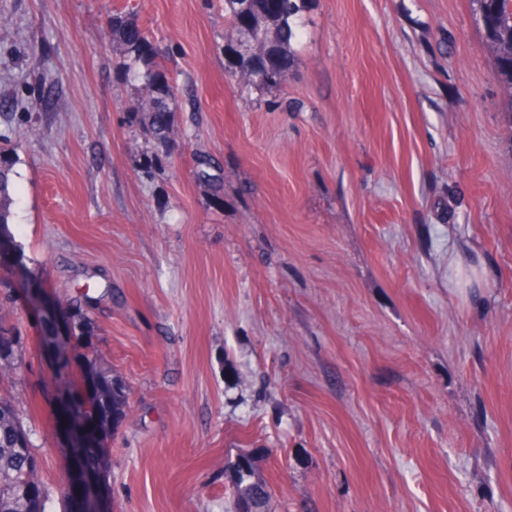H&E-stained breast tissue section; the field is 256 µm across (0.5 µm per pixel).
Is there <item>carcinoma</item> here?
I'll list each match as a JSON object with an SVG mask.
<instances>
[{
    "mask_svg": "<svg viewBox=\"0 0 512 512\" xmlns=\"http://www.w3.org/2000/svg\"><path fill=\"white\" fill-rule=\"evenodd\" d=\"M476 26L485 34L502 83L508 90L512 104V0H471ZM309 0H224V20L228 25L225 42L249 36L242 27L245 14L259 22L270 18L269 31L272 51L281 57L283 71H288L292 44L297 40L302 13ZM112 28L133 61L128 71L141 80L145 91L144 107L155 113L159 129L166 128V114L170 112V90L163 82V70L156 61V53L148 36L140 28L121 17L113 20ZM232 76L250 86H279L285 79L251 80L246 65L230 69ZM9 164L0 155V229L8 224L11 198L8 192ZM89 370L99 381L98 412L106 427L117 428L126 418L128 388L116 375L104 371L89 361ZM256 453H244L232 464L229 493L235 512H269L271 491L267 482L256 472ZM39 463L31 432L19 416L11 396L0 394V512H49L48 497L38 478Z\"/></svg>",
    "mask_w": 512,
    "mask_h": 512,
    "instance_id": "cac0c4a2",
    "label": "carcinoma"
}]
</instances>
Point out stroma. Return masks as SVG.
Masks as SVG:
<instances>
[{"label": "stroma", "mask_w": 512, "mask_h": 512, "mask_svg": "<svg viewBox=\"0 0 512 512\" xmlns=\"http://www.w3.org/2000/svg\"><path fill=\"white\" fill-rule=\"evenodd\" d=\"M226 31L224 0H0V321L51 512L88 357L129 389L89 512H233L252 448L270 512H512V114L470 0H310L273 88ZM112 28L117 38L124 45L127 54L134 62L144 66V70L138 71L137 67L129 66L128 71L141 80L142 88L145 91L144 107L148 112L155 113V122L160 130L166 128V114L171 112L168 104L170 90L163 82V70L156 61V53L148 36L143 34L140 28L122 17L113 20ZM141 33V36L138 34ZM9 171L8 161L0 153V229L8 224V219L11 214V198L8 192Z\"/></svg>", "instance_id": "stroma-1"}]
</instances>
